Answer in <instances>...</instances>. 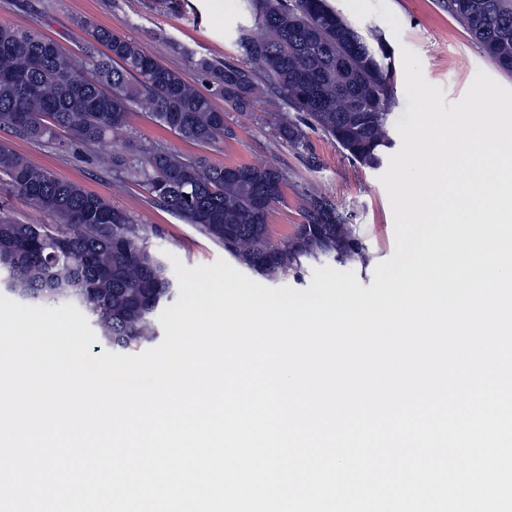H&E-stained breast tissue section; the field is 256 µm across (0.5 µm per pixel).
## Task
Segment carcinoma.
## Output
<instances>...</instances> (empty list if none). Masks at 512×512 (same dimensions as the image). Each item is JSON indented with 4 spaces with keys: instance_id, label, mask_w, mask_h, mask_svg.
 Returning a JSON list of instances; mask_svg holds the SVG:
<instances>
[{
    "instance_id": "cac0c4a2",
    "label": "carcinoma",
    "mask_w": 512,
    "mask_h": 512,
    "mask_svg": "<svg viewBox=\"0 0 512 512\" xmlns=\"http://www.w3.org/2000/svg\"><path fill=\"white\" fill-rule=\"evenodd\" d=\"M256 28H239L244 66L194 62L210 92L196 89L182 73L150 55L136 41L86 19L79 27L104 47L80 65L55 41L30 30L0 25V127L42 140L62 130L72 141L94 144L128 126L134 112L182 139L209 146L233 132L224 125L222 98L250 110L265 74L283 93L293 114L277 124L296 149L307 131L318 132L361 164L376 168L393 146L392 66L383 43L368 41L328 0H250ZM448 9L505 73L512 74V0H448ZM112 167L138 179L167 211L196 225L240 264L274 277L321 257L365 264L361 241L320 194L306 198V222L294 225L282 244L273 240L269 218L283 192L257 198L275 168L237 164L240 174L186 157L150 150L133 165L119 154ZM0 186L25 198L52 224H24L0 217V287L33 303L66 299L85 310L101 342L127 350L156 337L157 312L175 295L177 283L150 249L156 229L134 223L105 196L61 179L0 145Z\"/></svg>"
}]
</instances>
